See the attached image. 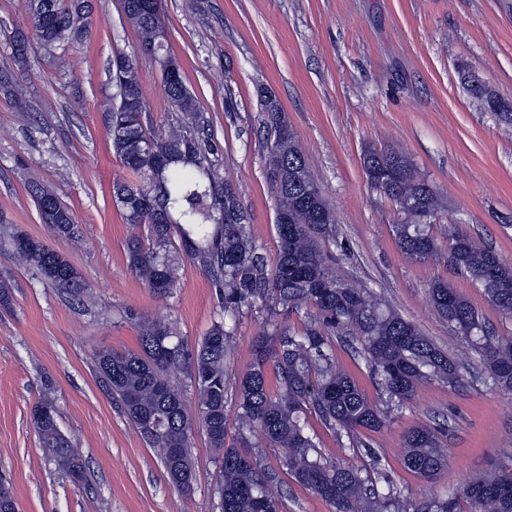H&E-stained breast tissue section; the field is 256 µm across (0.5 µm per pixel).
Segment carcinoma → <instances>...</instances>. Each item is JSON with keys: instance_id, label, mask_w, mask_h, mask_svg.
I'll return each instance as SVG.
<instances>
[{"instance_id": "1", "label": "carcinoma", "mask_w": 512, "mask_h": 512, "mask_svg": "<svg viewBox=\"0 0 512 512\" xmlns=\"http://www.w3.org/2000/svg\"><path fill=\"white\" fill-rule=\"evenodd\" d=\"M36 0H23L30 29L12 36L15 68L0 70V95L15 106L23 105L18 73L24 70L31 39L46 50L87 38L93 4L88 0H51L52 19L43 17ZM126 21L134 29L139 52L155 59L162 73L166 99L180 112L177 129L155 134L148 129V108L139 67L130 56L112 62L117 92L106 109V130L122 164L139 175L137 182L117 181L113 202L128 224H146L147 241H131V270L143 276L154 293L165 295L174 287L179 260L199 266L215 288L224 320L191 346L174 339L166 324L139 322L142 351L119 354L96 352L98 381L105 393L136 427L148 446L156 449L167 475L175 474L181 490L195 481L190 447L193 420L184 408L183 393L170 384L173 370L188 372L198 405V423L210 447L223 451L216 494L221 512H281V501L268 488V477L242 452L251 436L260 432L269 444L282 449L294 480L329 502L335 512H512V448L500 465L470 478L446 497L418 503L405 501L398 487L384 474L372 479L367 466H337L322 457L307 433L305 415L313 410L332 427L350 433L375 430L388 420V411L371 401L357 380L336 367L326 332L344 326L359 335L361 354L378 381L386 406L410 399L424 380L450 385L463 380L465 366L425 336L416 325L363 288L338 278L320 244L333 235L336 219L312 177L304 154L288 126L276 96L257 92L260 111L269 131L266 176L275 192L278 257L267 271L249 231V221L238 196L219 176L215 162L223 149L205 131L196 96L186 85L178 60L164 41L162 0H121ZM468 90L487 107L512 119V103L488 93L483 86ZM363 169L370 184L393 200L403 214L394 225L395 240L409 258L425 260L438 253L430 232V219L439 201L429 183L411 161L391 149L370 148L363 154ZM28 191L52 231L60 238H75L80 230L72 212L55 190L33 182ZM50 202L53 210L43 211ZM30 267L46 275V257L55 253L44 242L15 231L11 242ZM450 264L483 289L491 303L512 315V265L491 248L466 234H456L449 245ZM72 280L53 284L75 301L87 285L76 268ZM431 304L470 343L480 374L512 394V338L492 333L471 303L448 282L429 289ZM274 299L289 313L306 306L315 310L316 323L302 336L274 329L272 342L254 350L249 367L235 381V423L240 447H225L229 414L225 392L229 378L226 355L233 328L227 326L243 309ZM278 383L269 390L268 364ZM42 447L64 474L86 475L82 458L61 432L57 419H32ZM442 428L422 425L404 437L403 463L424 478L438 474L447 463ZM177 448L173 460L165 449ZM385 487L378 489L377 481ZM467 508H460V501Z\"/></svg>"}]
</instances>
